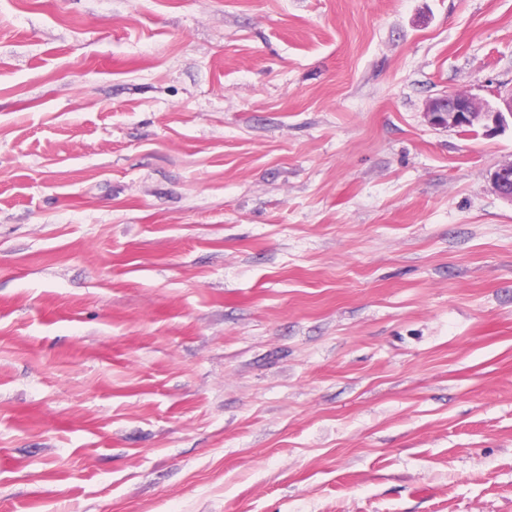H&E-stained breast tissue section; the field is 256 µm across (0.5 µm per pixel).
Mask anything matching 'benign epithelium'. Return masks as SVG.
I'll use <instances>...</instances> for the list:
<instances>
[{"instance_id": "1", "label": "benign epithelium", "mask_w": 512, "mask_h": 512, "mask_svg": "<svg viewBox=\"0 0 512 512\" xmlns=\"http://www.w3.org/2000/svg\"><path fill=\"white\" fill-rule=\"evenodd\" d=\"M507 112L480 104L474 98L461 94L450 93L436 97L426 104V115L434 126L455 128L458 125L480 123L483 127L492 126L503 130L507 119H512V96L503 99ZM493 191L502 199L512 203V162L499 165L490 173Z\"/></svg>"}]
</instances>
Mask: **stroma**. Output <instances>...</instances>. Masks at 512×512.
<instances>
[{
	"mask_svg": "<svg viewBox=\"0 0 512 512\" xmlns=\"http://www.w3.org/2000/svg\"><path fill=\"white\" fill-rule=\"evenodd\" d=\"M512 0H0V512H512ZM426 115L430 124L448 129L473 123H481L487 128L491 122L493 128L504 130L508 125L505 113L501 110L480 104L468 95L454 92L429 100L426 104ZM490 182L500 198L512 203V162L503 163L490 173Z\"/></svg>",
	"mask_w": 512,
	"mask_h": 512,
	"instance_id": "35a3bbf8",
	"label": "stroma"
}]
</instances>
